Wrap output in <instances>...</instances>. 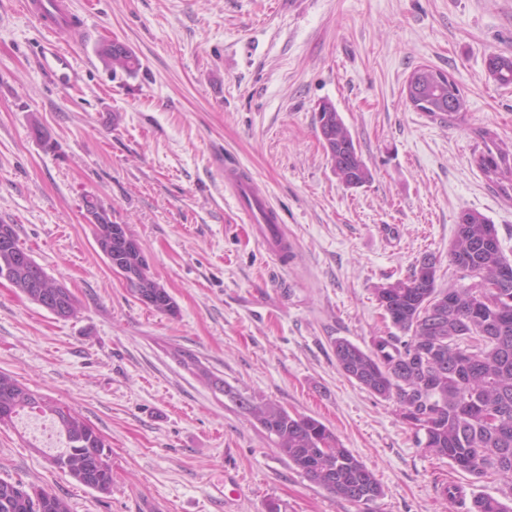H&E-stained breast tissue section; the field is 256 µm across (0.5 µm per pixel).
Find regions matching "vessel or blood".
<instances>
[{
	"label": "vessel or blood",
	"mask_w": 512,
	"mask_h": 512,
	"mask_svg": "<svg viewBox=\"0 0 512 512\" xmlns=\"http://www.w3.org/2000/svg\"><path fill=\"white\" fill-rule=\"evenodd\" d=\"M23 6L46 36L54 32L58 19L70 11L68 0H24ZM229 184L266 250L279 263H287L291 250L288 234L269 205L264 190L248 174L230 175Z\"/></svg>",
	"instance_id": "b4317fda"
}]
</instances>
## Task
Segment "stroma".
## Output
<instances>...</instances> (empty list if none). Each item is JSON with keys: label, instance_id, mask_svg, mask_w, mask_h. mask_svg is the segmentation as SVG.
<instances>
[{"label": "stroma", "instance_id": "stroma-1", "mask_svg": "<svg viewBox=\"0 0 512 512\" xmlns=\"http://www.w3.org/2000/svg\"><path fill=\"white\" fill-rule=\"evenodd\" d=\"M21 0H0V223L78 300L61 319L0 279V371L78 411L110 447L112 492L52 467L24 425H0V478L72 512H467L512 485L474 480L417 447L399 406L340 371L333 342L393 331L374 289L423 256L437 285L462 211L495 224L512 258V203L473 163L479 130L512 147V86L486 72L512 55V0H70L93 36L66 30L69 81L45 60ZM140 62L112 71L100 44ZM452 75L467 101L444 125L406 99L414 68ZM335 105L372 173L342 185L317 106ZM266 191L293 246L279 264L250 235L223 164ZM126 224L179 313L157 312L112 272L86 200ZM197 358L246 395L316 418L373 471L357 503L288 463ZM463 489L449 503L446 485Z\"/></svg>", "mask_w": 512, "mask_h": 512}]
</instances>
